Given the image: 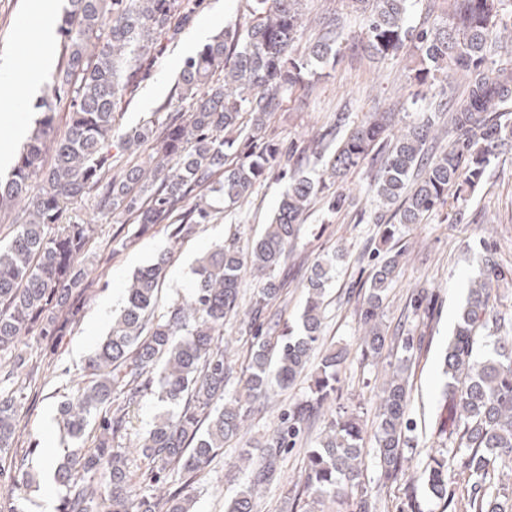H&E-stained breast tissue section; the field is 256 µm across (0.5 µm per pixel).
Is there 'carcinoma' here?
<instances>
[{
  "label": "carcinoma",
  "mask_w": 512,
  "mask_h": 512,
  "mask_svg": "<svg viewBox=\"0 0 512 512\" xmlns=\"http://www.w3.org/2000/svg\"><path fill=\"white\" fill-rule=\"evenodd\" d=\"M410 0H355L360 35L345 32L338 18L326 22L322 40L308 56L295 58L292 46L302 17L299 0H252L256 20L234 25L214 36L180 71L182 98L191 100L185 122L156 131L145 125L126 133L120 145H151L159 186L142 184L144 171L132 166L110 176L115 108L132 95L154 66L156 48L176 38L200 0H69L59 26L65 60L54 73L51 96L36 104L38 128L23 147L11 176L0 181V207L21 202L12 219L14 235L0 247V351L14 352L15 364L28 365L24 337L31 333L61 336L74 310L87 296L91 271L79 265L95 235L92 224L62 223L68 205L96 189L100 206L135 217L146 232L165 221L181 239L196 225L211 220L210 204L184 201L205 187L234 204L247 197L265 174L275 144L265 141L266 123L284 92L310 83V59H324L351 46L384 57L409 50L419 59L412 76V102L426 99L445 69L466 76L465 97L451 107L438 104L394 142L388 141L390 112H371L350 123L336 115V133H344L327 164L342 178L382 147H389L375 178L377 196L398 205L402 224H419L444 205L449 192L480 181L505 147L512 146V68L501 58L497 32L508 27L512 0H448L441 26L407 25ZM71 112L66 130L55 131L58 108ZM448 112L451 143L432 159L424 147L439 113ZM326 185L297 172L289 176L279 207L264 233L244 254L217 245L197 261L187 296L167 314L155 318L159 287L169 263L166 253L132 277L124 306L107 336L88 359L91 380L60 404L64 436L79 444L88 438L90 418L99 417L94 451L76 448L59 462L55 481L66 488L63 512H192L186 488L164 498L137 492L130 484L126 456L112 441L126 430V406L141 389L156 385L160 401L171 409L155 417L140 445L148 460L144 481L159 483L167 472L195 479L236 437L250 406L300 376L320 345L322 306L333 279L334 254L317 261L307 278L300 332H256L250 364L240 388L224 395L228 367L218 335L224 319L237 307L240 273L250 266L260 276L248 324L263 326L267 310L279 299L275 271L300 233L299 220L311 198ZM480 279L469 288L454 336L444 357L443 407L435 434L450 443L452 462L470 486L461 499L448 488V465L431 457L424 471L429 493L447 504L448 512H512V491L494 482L496 464L512 462V316L492 310L490 290L501 271L492 250ZM400 253L380 257L360 309L365 334L361 356L374 357L391 346L400 348L392 376L383 384L374 433L381 476L397 480L413 430L406 417L407 373L422 338L389 336L378 326L387 290L399 266ZM342 353L326 352L311 381L312 396L285 409L265 453L250 471L246 488L226 512H254L252 492L271 482L277 456L300 440L311 415L335 391ZM26 387L0 392V477L14 472L11 493L37 487L30 470L35 448L25 445L19 423ZM365 451L358 418L340 410L329 430L307 451L300 480L302 491L318 503L348 498L349 512H369L370 491L360 466Z\"/></svg>",
  "instance_id": "carcinoma-1"
}]
</instances>
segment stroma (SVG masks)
Listing matches in <instances>:
<instances>
[{
  "label": "stroma",
  "instance_id": "obj_1",
  "mask_svg": "<svg viewBox=\"0 0 512 512\" xmlns=\"http://www.w3.org/2000/svg\"><path fill=\"white\" fill-rule=\"evenodd\" d=\"M67 6V0H0V57L25 56L39 41L41 11L52 10L59 19ZM302 10L303 25L293 44L295 55H306L309 46L321 37L323 19L342 18L346 32H359L360 20L347 0H302ZM252 20L247 0H203L180 35L162 41L152 73L140 83L135 95L117 108L115 126L119 132H128L150 119L160 123L186 120L189 104L179 99L177 90L185 60L224 27L246 26ZM417 66V59L407 53L396 58H371L348 48L340 56L315 62L318 80L312 86H298L284 93L267 121L265 138L278 146L279 155L265 176L234 206L211 197L215 212L210 223L198 225L181 240L171 239L165 224L141 235L126 216L99 214L94 190L69 207L65 221H95L94 245L82 258L92 270L94 283L64 335L48 340L34 333L25 338L28 353L50 360L35 377L36 396L20 411L24 437L37 443L32 457L35 468L45 473L49 461L63 459L55 416L60 403L84 386L86 359L110 328L111 318L99 315L102 303L108 300L113 309H120L134 271L166 251L170 262L157 308L158 313H165L190 287L197 259L214 245L249 252L269 224L290 173L301 170L311 177L319 176L322 164L308 146L318 139L325 151H334L335 139L325 137L324 132L335 124L337 112L349 111L358 120L369 112L393 113L398 133L418 118L419 108L409 98L410 78ZM51 83L52 75L47 72L41 77L38 93L12 85L11 97L20 106L0 110V141L14 139L19 130H30L40 115L36 103L49 95ZM383 161L380 155L369 157L308 206L300 218V237L276 272L283 288L274 309L280 323L297 327L312 265L325 255L342 253L325 299L322 336L324 349L346 350L347 358L338 370L336 392L327 405L329 410L339 405L352 410L359 416L365 436H372L381 388L393 357L385 351L374 360L362 358L359 310L377 257L402 250L379 319L389 334L423 340L410 377L408 416L414 429L411 446L405 451L403 476L394 482L384 481L369 450L363 456L364 479L373 490L377 512H401L411 499L423 512H443L442 501L428 498L422 473L438 445L434 428L443 405L442 358L485 248L493 249L506 275L498 290L497 308L512 314V149L496 156L479 183L465 188L460 197L449 198L419 224L398 223L393 208L383 206L376 196L371 183ZM258 285L256 272L244 268L238 288L239 313L224 322L223 344L230 366L225 389L229 392L238 387L249 362L253 333L243 314ZM423 287L428 295L420 307H413L412 296ZM309 384V378L299 377L290 387L275 389L268 399L253 404L239 438L225 442L223 451L192 484L195 512H225L227 500L246 485L249 466L240 459L239 448L264 441L276 428L281 410L302 399ZM163 409L155 388L144 390L129 409L126 434L114 442L126 455L133 486L142 493L150 488L143 480L146 464L136 446ZM330 419L329 411L316 418L308 427L304 445L279 456L277 480L254 492L257 512H289V500L300 495L296 482L306 465V450L324 435ZM181 481L180 474L174 473L167 485L150 490L159 496L166 487L178 486ZM9 485V480L0 481V512H57L60 506L62 493L54 482L42 480L40 490L13 499L7 495Z\"/></svg>",
  "mask_w": 512,
  "mask_h": 512
}]
</instances>
